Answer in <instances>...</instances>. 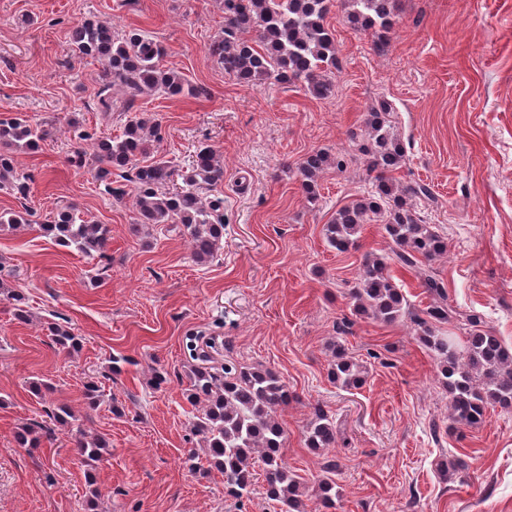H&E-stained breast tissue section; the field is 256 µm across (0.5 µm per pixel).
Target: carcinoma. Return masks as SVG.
Here are the masks:
<instances>
[{
  "instance_id": "carcinoma-1",
  "label": "carcinoma",
  "mask_w": 512,
  "mask_h": 512,
  "mask_svg": "<svg viewBox=\"0 0 512 512\" xmlns=\"http://www.w3.org/2000/svg\"><path fill=\"white\" fill-rule=\"evenodd\" d=\"M336 1L352 27L370 33L381 45L389 42L398 21V0H222L224 30L210 45V53L225 74L242 83L274 78L288 85L299 83L313 96L325 98L333 91L338 69L335 38L327 25ZM69 46L79 57L104 62L96 97L99 111L106 116L131 111L141 97H173L193 90L181 73L163 64L165 47L145 30L118 33L109 22L88 21L72 31ZM394 112L388 100L379 101L367 114L364 133L352 134L373 188L338 209L324 225V236L330 247L345 252L356 246L362 225L375 218L385 224L392 256L365 254L360 277L349 290L354 310L382 323L398 320L409 304L388 271L389 261L415 271L432 299L416 319L417 338L440 359L453 421L473 426L490 407H512V352L498 337L480 329V318L475 315L466 317L468 332L462 345L440 331L439 325L453 322L460 313L448 305L443 283L426 264L445 255L448 244L415 210V199L431 197L429 188L403 184L393 176L405 153L392 120ZM69 130L79 141H94L95 176L105 194L116 196L114 171L132 184L137 224H173L187 236L196 263L213 259L224 238V161L214 149L198 148L181 174L182 184L170 189L174 174L170 162L148 159L154 143L161 139L158 120L136 112L116 138L100 137L75 119L69 122ZM48 136L49 131L39 123L0 116L1 191L24 190L26 177L18 173L14 153L35 150ZM332 166L343 171L344 159L316 152L300 163V188L308 202L318 200L317 177ZM28 226V212L0 211V230ZM40 229L61 247L93 259L106 258L108 226L84 219L72 205L59 208ZM48 330L59 350L70 354L80 349L82 337L71 329L52 322ZM330 377L345 389L358 388L364 381L363 366L339 342ZM189 382L186 399L200 407L190 422V433L205 444L210 467L224 473L227 493L237 499L250 493L253 466L259 459L264 465L267 497L281 504L282 512H302L303 487L284 459L286 435L277 420V411L288 406V385L270 368L229 364L222 368L196 365ZM83 396L91 411L103 403L100 387L93 381L83 386ZM43 432L50 435L53 429L38 422L21 425L17 432L20 447L37 446ZM305 437L315 451L332 448L336 422L318 412L306 426ZM75 443L78 454L92 462L100 460L109 447L104 437L89 438L81 428L76 430ZM337 468L336 461H328L316 486L327 509L335 507L340 498L334 478Z\"/></svg>"
}]
</instances>
